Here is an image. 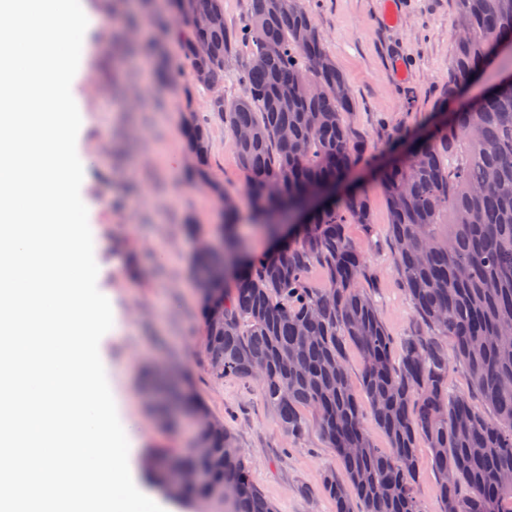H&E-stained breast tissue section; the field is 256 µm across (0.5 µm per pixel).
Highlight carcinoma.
Segmentation results:
<instances>
[{"label":"carcinoma","instance_id":"obj_1","mask_svg":"<svg viewBox=\"0 0 512 512\" xmlns=\"http://www.w3.org/2000/svg\"><path fill=\"white\" fill-rule=\"evenodd\" d=\"M104 2L116 23L112 63L149 56L159 81L187 72L211 92L210 111L231 130L249 173L252 217L281 243L259 256L243 252L237 208L226 203L220 246L194 254L215 372L257 380L290 436L305 429L302 409H315L319 433L345 473L324 477L336 512H420L419 436L431 450L444 512H512V86L439 119L377 170L392 215L394 266L424 327L405 340L395 364L393 339L359 287L365 257L345 231L372 223L367 199L347 184L363 151L344 119L353 111L350 86L302 0H252L239 31L224 23V0ZM454 8L445 103L484 70L500 43H512V0H454ZM143 14L179 44L178 56L152 37L131 38ZM199 17L207 19L200 27ZM240 42L251 44L243 91L226 101L214 89L224 85ZM182 135L205 177L209 137L192 111ZM332 188L335 200L315 204V195ZM315 264L327 272L321 288L310 285ZM231 272L236 284L228 294ZM346 340L360 349L359 383L386 449L373 447L364 431ZM450 351L492 416L466 397L448 398ZM154 393L162 409L195 423L191 447L149 462L169 494L228 498L233 512H274L234 437L188 382L158 372ZM184 471L198 478L186 482Z\"/></svg>","mask_w":512,"mask_h":512}]
</instances>
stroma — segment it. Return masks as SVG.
I'll return each instance as SVG.
<instances>
[{
	"instance_id": "35a3bbf8",
	"label": "stroma",
	"mask_w": 512,
	"mask_h": 512,
	"mask_svg": "<svg viewBox=\"0 0 512 512\" xmlns=\"http://www.w3.org/2000/svg\"><path fill=\"white\" fill-rule=\"evenodd\" d=\"M384 0H311L325 47L347 78L355 101L345 121L366 149L350 179L367 198L372 224H350L349 237L366 260L370 291L380 322L396 343L418 325L414 306L394 268L388 226L391 212L378 166L400 156L405 137L430 126L439 110L454 111L483 94L492 82L479 76L458 102L442 103L456 29L453 0H396L397 21H388ZM108 52L99 45L89 57L86 99L90 112L87 142L116 141L131 120L149 138L140 162L110 149L88 173L81 198L94 208L99 234L94 257L103 268L99 291L112 293L118 304L136 303L138 314L121 335L106 338L102 351L112 363L114 390L132 394L130 411L142 421L146 453L189 447L192 425L180 419L168 426L157 419L141 386L148 365L162 362L189 375L211 414L232 433L249 474L276 512H334L323 488L325 474L340 470L334 449L321 439L311 410L301 437L284 432L276 410L255 383L211 371L203 326L198 317V285L189 271L197 238L222 235L221 203L209 188L190 184V159L180 128L186 108L207 113L210 95H186L189 77L171 87L150 81L145 104L127 112L121 94L112 90V75L98 63ZM209 175L237 197V233L245 250L259 255L272 245L251 217L248 175L239 164L228 127L212 122ZM420 470L415 493L422 512H444L438 475L425 439H418Z\"/></svg>"
}]
</instances>
